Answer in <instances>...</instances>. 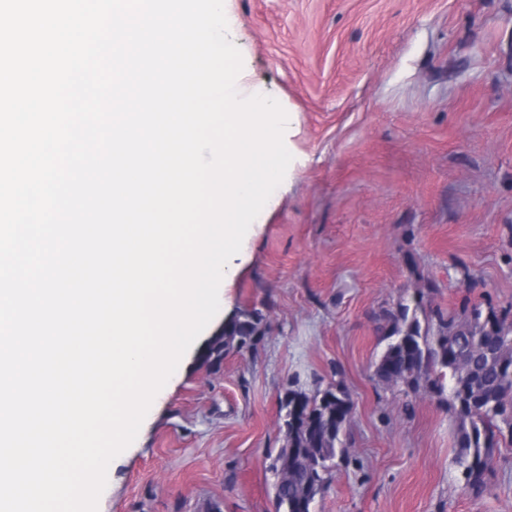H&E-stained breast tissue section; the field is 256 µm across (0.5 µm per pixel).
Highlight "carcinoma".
Returning a JSON list of instances; mask_svg holds the SVG:
<instances>
[{
    "label": "carcinoma",
    "mask_w": 512,
    "mask_h": 512,
    "mask_svg": "<svg viewBox=\"0 0 512 512\" xmlns=\"http://www.w3.org/2000/svg\"><path fill=\"white\" fill-rule=\"evenodd\" d=\"M424 291L414 305L399 303L377 327L388 344L376 366L378 380L404 388L405 397L426 394L445 399L456 430V465L464 486L478 490L499 452L512 437V308L465 301L444 313L428 308ZM263 333L259 311L243 310L210 338L201 361L216 365L226 353L256 345ZM353 410L340 385L307 393L288 390L280 398L288 477L275 473L276 512H312L326 482L329 462L344 448L342 435Z\"/></svg>",
    "instance_id": "1"
}]
</instances>
